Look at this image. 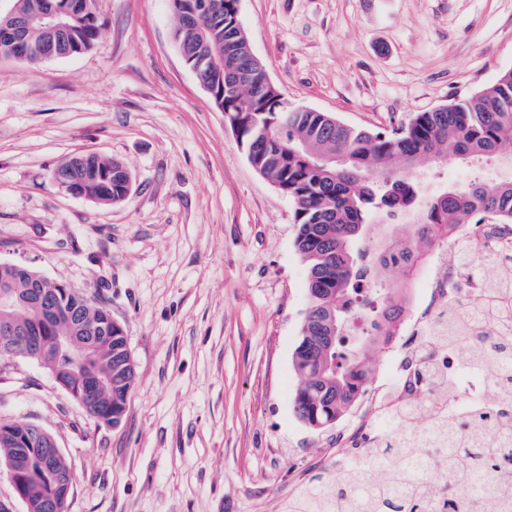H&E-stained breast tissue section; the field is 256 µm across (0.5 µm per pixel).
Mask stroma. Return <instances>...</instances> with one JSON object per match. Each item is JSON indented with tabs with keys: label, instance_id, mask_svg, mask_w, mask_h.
Returning a JSON list of instances; mask_svg holds the SVG:
<instances>
[{
	"label": "stroma",
	"instance_id": "35a3bbf8",
	"mask_svg": "<svg viewBox=\"0 0 512 512\" xmlns=\"http://www.w3.org/2000/svg\"><path fill=\"white\" fill-rule=\"evenodd\" d=\"M83 54L0 55V262L105 304L136 366L126 414H85L49 370L0 359V422L51 433L69 512H285L336 460V432L294 415L292 357L308 308L294 204L250 165L186 65L169 0H91ZM253 54L294 104L364 129L491 85L512 69V0H241ZM96 152L132 174L117 205L53 178ZM512 181V156H447L427 192Z\"/></svg>",
	"mask_w": 512,
	"mask_h": 512
}]
</instances>
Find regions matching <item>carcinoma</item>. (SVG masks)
Here are the masks:
<instances>
[{"instance_id":"carcinoma-1","label":"carcinoma","mask_w":512,"mask_h":512,"mask_svg":"<svg viewBox=\"0 0 512 512\" xmlns=\"http://www.w3.org/2000/svg\"><path fill=\"white\" fill-rule=\"evenodd\" d=\"M209 10L203 25L178 22L179 49L203 62L201 77L252 167L295 204V247L308 270L309 305L293 367L300 387L292 397L296 417L312 430L331 426L354 402L366 380L365 362L378 339L342 346L353 295L363 284L382 299L381 317L392 325L402 306L376 277L379 266L409 268L421 250L438 242L448 224H477L487 212L512 224V181L489 185L474 179L461 188L423 193L418 177L423 163L453 151L460 161L495 157L512 145V69L493 84L429 112H419L392 130L351 128L337 118L295 106L282 109L276 86L243 89L236 84L252 54L238 14V0H195ZM99 34L94 13L79 20L70 42L88 51ZM392 162L396 171L380 180L366 179L374 167ZM123 163L95 152L76 163L71 176L87 195L104 205L128 197ZM413 224L405 247L376 248L364 235L369 224ZM512 290L503 288L469 301V308L450 313L448 335L433 336L450 347L471 346L469 363L489 377L493 406L458 407L433 422L434 408L416 401L396 419L404 443L383 438L365 449L364 461L336 477L331 495L322 480L288 500V512H512V372L502 356L512 349V336L486 337L476 320L503 315ZM110 311L87 303L89 323L103 324ZM92 349L82 339L53 350L46 363L65 373L70 396L84 405L82 381L93 374H112V390L101 406L112 411V424L125 416L135 378L123 379L129 348L123 326L96 337ZM23 426L0 423V462L18 453L15 438ZM434 437L447 444L431 462V472L409 462L402 445ZM70 473L64 459L47 469L33 453L28 459L21 493L29 512H45L46 500L58 493L60 478Z\"/></svg>"}]
</instances>
